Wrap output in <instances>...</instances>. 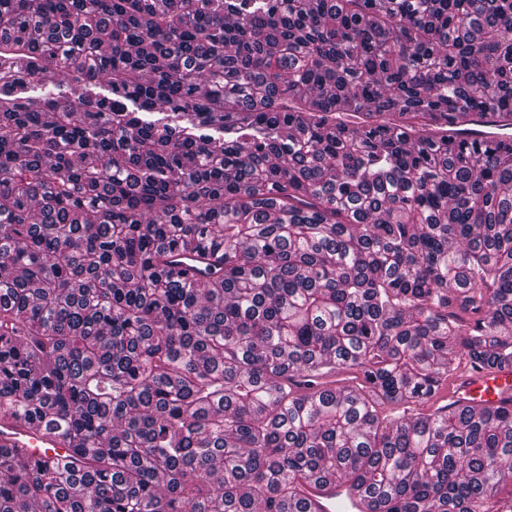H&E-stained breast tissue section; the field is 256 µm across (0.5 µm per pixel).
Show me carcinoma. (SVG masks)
Returning <instances> with one entry per match:
<instances>
[{
    "instance_id": "cac0c4a2",
    "label": "carcinoma",
    "mask_w": 512,
    "mask_h": 512,
    "mask_svg": "<svg viewBox=\"0 0 512 512\" xmlns=\"http://www.w3.org/2000/svg\"><path fill=\"white\" fill-rule=\"evenodd\" d=\"M474 112L512 0H0V425L76 453L0 447V512H512V409L431 404L512 367ZM309 496V512H365L359 495L347 485L329 484L313 489Z\"/></svg>"
}]
</instances>
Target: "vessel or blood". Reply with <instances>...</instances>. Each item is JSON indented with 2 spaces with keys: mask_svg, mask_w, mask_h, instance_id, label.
Instances as JSON below:
<instances>
[{
  "mask_svg": "<svg viewBox=\"0 0 512 512\" xmlns=\"http://www.w3.org/2000/svg\"><path fill=\"white\" fill-rule=\"evenodd\" d=\"M443 396L461 405H498L512 399V369L488 371L461 366ZM46 442L40 430L29 424L0 427V446L23 448L38 454ZM309 512H362L361 499L345 485L331 484L315 490L309 498Z\"/></svg>",
  "mask_w": 512,
  "mask_h": 512,
  "instance_id": "b4317fda",
  "label": "vessel or blood"
}]
</instances>
